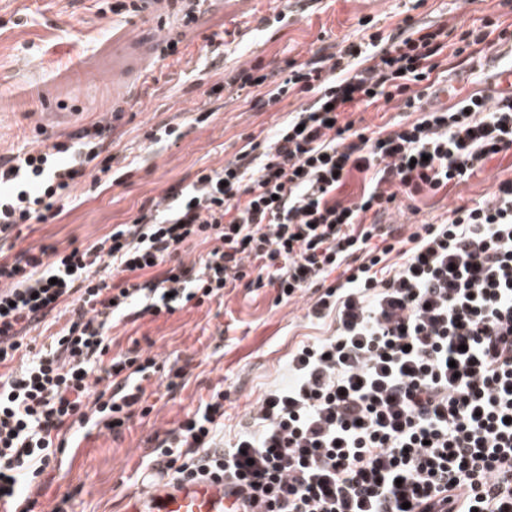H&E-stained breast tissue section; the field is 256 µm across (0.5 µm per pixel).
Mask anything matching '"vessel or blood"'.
I'll list each match as a JSON object with an SVG mask.
<instances>
[{
    "mask_svg": "<svg viewBox=\"0 0 512 512\" xmlns=\"http://www.w3.org/2000/svg\"><path fill=\"white\" fill-rule=\"evenodd\" d=\"M124 512H243L234 488L221 480L180 482L165 478L131 496Z\"/></svg>",
    "mask_w": 512,
    "mask_h": 512,
    "instance_id": "b4317fda",
    "label": "vessel or blood"
}]
</instances>
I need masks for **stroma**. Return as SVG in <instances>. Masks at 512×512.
Returning <instances> with one entry per match:
<instances>
[{
  "label": "stroma",
  "instance_id": "1",
  "mask_svg": "<svg viewBox=\"0 0 512 512\" xmlns=\"http://www.w3.org/2000/svg\"><path fill=\"white\" fill-rule=\"evenodd\" d=\"M128 0H0V155L32 148L42 133H70L123 110L106 133L107 153L126 156L132 170L80 179L73 201L57 218L22 226L6 255L29 247L90 244L113 225L130 222L149 199L171 185L190 183L201 169H218L248 138L263 139L306 97L290 94L256 111L224 88L229 72L260 60L277 68L290 57L308 58L321 43L356 35L363 18L389 31L405 17L420 23L465 28L498 13V0H205L196 23L148 8L126 12ZM234 31L229 53L213 54L207 41L219 29ZM179 38V54L157 58L155 45ZM512 48L486 52L483 70L449 60L442 82L472 91L493 87L501 57ZM159 74L158 83L147 73ZM180 139L154 143L161 125ZM512 178V150L490 159L466 183L448 192L398 198L384 222L438 223L450 209L487 198L498 181ZM318 294L277 301L271 288L240 287L200 308L169 317H144L110 331L113 352L133 346L159 360L187 366L189 382L167 393L158 377L145 387L153 412L133 420L121 436L91 432L66 449L41 478L39 507L52 512H122L141 488L138 467L152 451L155 432L174 427L208 400L215 387L226 395L224 435L232 437L250 405L274 383L285 381L288 355L327 336L332 319L309 320Z\"/></svg>",
  "mask_w": 512,
  "mask_h": 512
}]
</instances>
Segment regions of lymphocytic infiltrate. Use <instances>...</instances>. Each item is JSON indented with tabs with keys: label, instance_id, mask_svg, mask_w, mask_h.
I'll list each match as a JSON object with an SVG mask.
<instances>
[{
	"label": "lymphocytic infiltrate",
	"instance_id": "lymphocytic-infiltrate-1",
	"mask_svg": "<svg viewBox=\"0 0 512 512\" xmlns=\"http://www.w3.org/2000/svg\"><path fill=\"white\" fill-rule=\"evenodd\" d=\"M512 44L499 13L450 40L405 18L337 50L262 63L227 83L257 110L308 102L220 169L168 187L92 244L0 256V366L28 331L69 318L20 369L0 373V505L35 512L36 478L72 430L120 436L148 417L144 383L167 392L186 367L149 351L112 354V327L199 308L244 286L277 300L321 294L309 317L332 333L297 348L224 437V391L153 440V468L176 480L224 478L246 512H512V179L438 224H385L413 200L466 182L512 149V94L428 104L448 57L474 62ZM409 119L357 127L390 104ZM120 112L0 159V239L59 216L78 180L108 172L104 132ZM365 178L355 199L339 192ZM203 248L188 262L184 252Z\"/></svg>",
	"mask_w": 512,
	"mask_h": 512
}]
</instances>
